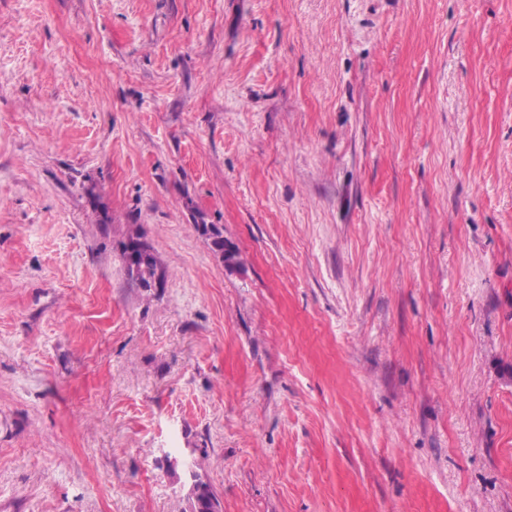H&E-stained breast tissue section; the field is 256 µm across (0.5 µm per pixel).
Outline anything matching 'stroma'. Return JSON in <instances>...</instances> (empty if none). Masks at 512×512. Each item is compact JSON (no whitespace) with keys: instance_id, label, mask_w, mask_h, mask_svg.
I'll list each match as a JSON object with an SVG mask.
<instances>
[{"instance_id":"stroma-1","label":"stroma","mask_w":512,"mask_h":512,"mask_svg":"<svg viewBox=\"0 0 512 512\" xmlns=\"http://www.w3.org/2000/svg\"><path fill=\"white\" fill-rule=\"evenodd\" d=\"M200 446L223 512H512V0H0V512ZM197 228L202 235L211 240L212 247L222 254L225 263L236 262L237 251L233 245L224 240V234L217 224H198ZM140 239L141 236L137 233L130 235L122 245V255L132 280L139 288L150 290V288H155L157 280L158 282L161 281V276L158 273L156 258L148 251ZM134 244L141 248L142 255L138 261H131L130 250H132Z\"/></svg>"}]
</instances>
